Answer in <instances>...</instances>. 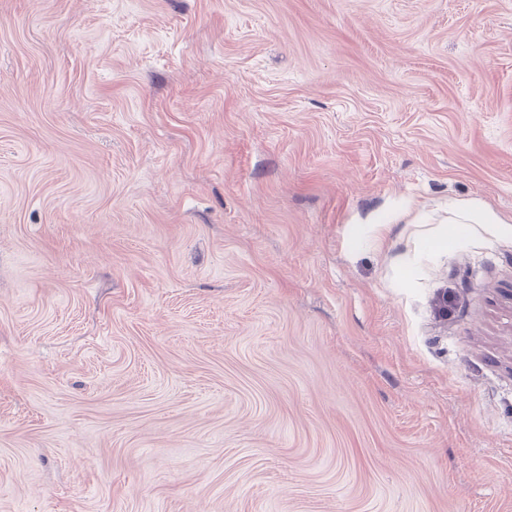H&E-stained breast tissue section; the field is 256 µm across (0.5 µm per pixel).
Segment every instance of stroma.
Instances as JSON below:
<instances>
[{
	"label": "stroma",
	"mask_w": 512,
	"mask_h": 512,
	"mask_svg": "<svg viewBox=\"0 0 512 512\" xmlns=\"http://www.w3.org/2000/svg\"><path fill=\"white\" fill-rule=\"evenodd\" d=\"M0 512H512V0H0Z\"/></svg>",
	"instance_id": "1"
}]
</instances>
